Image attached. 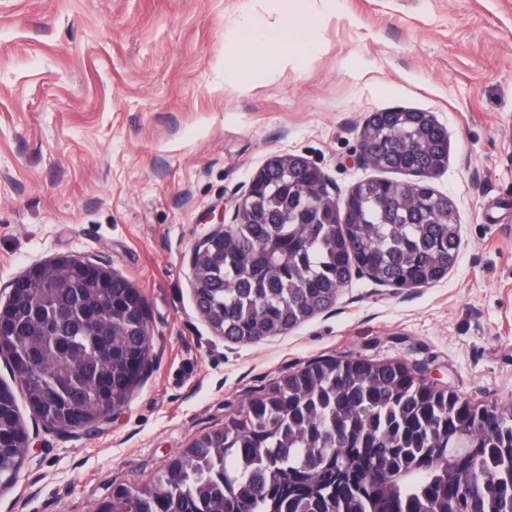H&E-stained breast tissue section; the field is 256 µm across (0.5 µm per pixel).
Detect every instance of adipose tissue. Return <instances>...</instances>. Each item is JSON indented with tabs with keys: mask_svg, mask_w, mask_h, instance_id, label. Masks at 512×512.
Masks as SVG:
<instances>
[{
	"mask_svg": "<svg viewBox=\"0 0 512 512\" xmlns=\"http://www.w3.org/2000/svg\"><path fill=\"white\" fill-rule=\"evenodd\" d=\"M313 33L314 23L310 16L300 14L289 23L243 29L238 39L249 50L251 60L284 65L290 51L310 44Z\"/></svg>",
	"mask_w": 512,
	"mask_h": 512,
	"instance_id": "obj_1",
	"label": "adipose tissue"
}]
</instances>
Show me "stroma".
Wrapping results in <instances>:
<instances>
[{
    "label": "stroma",
    "mask_w": 512,
    "mask_h": 512,
    "mask_svg": "<svg viewBox=\"0 0 512 512\" xmlns=\"http://www.w3.org/2000/svg\"><path fill=\"white\" fill-rule=\"evenodd\" d=\"M308 11L288 66L246 68L237 34ZM427 112L448 161L457 260L397 290L353 278L336 303L258 343L216 335L191 250L273 156L328 174L337 201L372 113ZM104 257L138 289L152 356L96 426L30 439L0 512H106L194 439L306 363L353 356L428 367L476 406L512 401V0H0V288L31 265Z\"/></svg>",
    "instance_id": "obj_1"
}]
</instances>
